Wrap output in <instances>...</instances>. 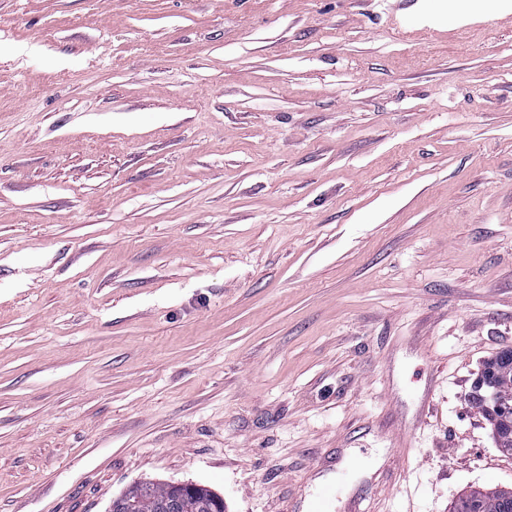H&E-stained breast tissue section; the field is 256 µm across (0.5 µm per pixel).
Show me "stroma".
I'll return each instance as SVG.
<instances>
[{"mask_svg": "<svg viewBox=\"0 0 512 512\" xmlns=\"http://www.w3.org/2000/svg\"><path fill=\"white\" fill-rule=\"evenodd\" d=\"M0 0V512L512 489V9ZM505 350H502L496 354L491 360L485 364V369L498 375V380L494 377V380L498 381L499 385L502 386L503 395L512 400V354L508 351L510 356L506 357ZM506 358V360H505ZM506 370L509 381H501V375ZM475 397L480 398L491 412L497 411L512 417V402L504 399L500 387L495 382L484 378L481 373L473 381L469 394L470 401H473ZM472 406L487 419L488 414L477 399H474ZM209 491L195 496L172 484L139 483L112 500L111 512H224V499Z\"/></svg>", "mask_w": 512, "mask_h": 512, "instance_id": "obj_1", "label": "stroma"}]
</instances>
